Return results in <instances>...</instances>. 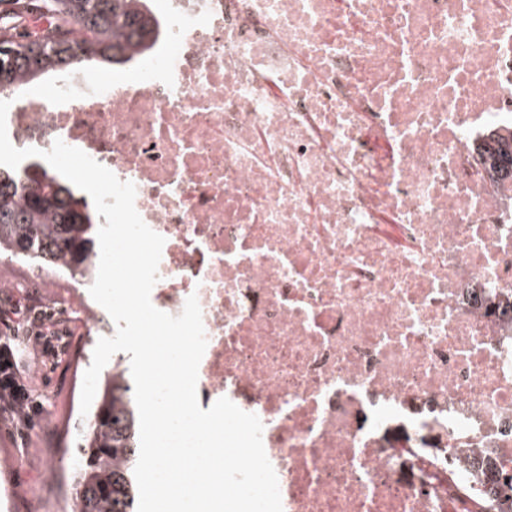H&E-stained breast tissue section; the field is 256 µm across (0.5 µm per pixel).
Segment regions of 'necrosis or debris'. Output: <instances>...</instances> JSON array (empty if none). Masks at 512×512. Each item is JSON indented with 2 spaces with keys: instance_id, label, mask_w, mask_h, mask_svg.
<instances>
[{
  "instance_id": "4bbe7bcc",
  "label": "necrosis or debris",
  "mask_w": 512,
  "mask_h": 512,
  "mask_svg": "<svg viewBox=\"0 0 512 512\" xmlns=\"http://www.w3.org/2000/svg\"><path fill=\"white\" fill-rule=\"evenodd\" d=\"M153 54L10 101L136 187L202 409L263 424L283 512H480L512 474V0H166Z\"/></svg>"
}]
</instances>
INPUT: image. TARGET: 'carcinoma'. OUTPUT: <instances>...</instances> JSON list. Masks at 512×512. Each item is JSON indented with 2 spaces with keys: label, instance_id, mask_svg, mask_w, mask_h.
Returning a JSON list of instances; mask_svg holds the SVG:
<instances>
[{
  "label": "carcinoma",
  "instance_id": "cac0c4a2",
  "mask_svg": "<svg viewBox=\"0 0 512 512\" xmlns=\"http://www.w3.org/2000/svg\"><path fill=\"white\" fill-rule=\"evenodd\" d=\"M147 0H42L55 16L44 34L30 38L18 27L25 0H0V92L18 91L59 70L99 59L123 64L149 51L158 22ZM98 219L60 178L26 180L0 168V252L43 268H64L88 282L95 275ZM76 474V512H137L134 468L140 438L134 384L127 370L100 385L82 434ZM512 512V475L499 476Z\"/></svg>",
  "mask_w": 512,
  "mask_h": 512
}]
</instances>
